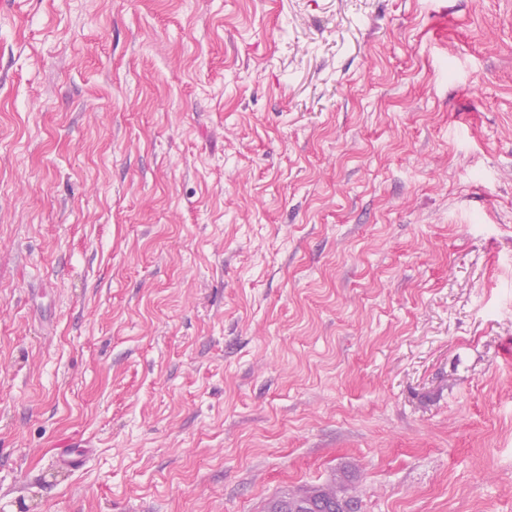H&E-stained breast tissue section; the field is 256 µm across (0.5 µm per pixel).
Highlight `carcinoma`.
<instances>
[{
	"label": "carcinoma",
	"mask_w": 512,
	"mask_h": 512,
	"mask_svg": "<svg viewBox=\"0 0 512 512\" xmlns=\"http://www.w3.org/2000/svg\"><path fill=\"white\" fill-rule=\"evenodd\" d=\"M265 512H359V501L347 495L342 478L337 485L304 487L276 495L266 502Z\"/></svg>",
	"instance_id": "carcinoma-1"
}]
</instances>
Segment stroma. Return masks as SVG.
Here are the masks:
<instances>
[{"label": "stroma", "instance_id": "obj_1", "mask_svg": "<svg viewBox=\"0 0 512 512\" xmlns=\"http://www.w3.org/2000/svg\"><path fill=\"white\" fill-rule=\"evenodd\" d=\"M346 470L512 512V0L0 10V512Z\"/></svg>", "mask_w": 512, "mask_h": 512}]
</instances>
